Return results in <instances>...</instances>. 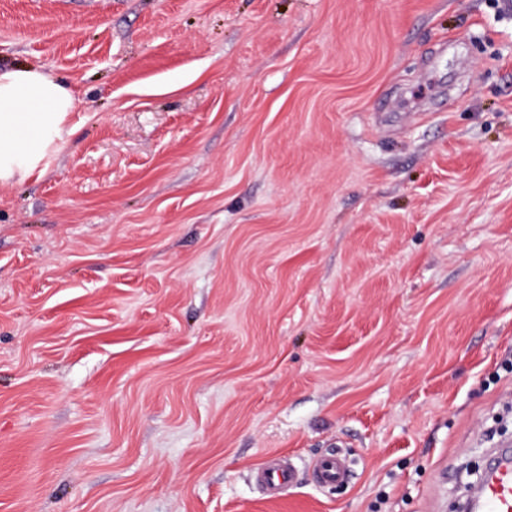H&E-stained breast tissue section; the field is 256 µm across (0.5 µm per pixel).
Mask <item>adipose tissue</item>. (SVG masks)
Returning a JSON list of instances; mask_svg holds the SVG:
<instances>
[{"label":"adipose tissue","mask_w":512,"mask_h":512,"mask_svg":"<svg viewBox=\"0 0 512 512\" xmlns=\"http://www.w3.org/2000/svg\"><path fill=\"white\" fill-rule=\"evenodd\" d=\"M77 108L74 93L39 68L0 67V184L44 174Z\"/></svg>","instance_id":"ef3b65f1"}]
</instances>
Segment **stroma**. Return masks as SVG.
Instances as JSON below:
<instances>
[{
	"instance_id": "obj_1",
	"label": "stroma",
	"mask_w": 512,
	"mask_h": 512,
	"mask_svg": "<svg viewBox=\"0 0 512 512\" xmlns=\"http://www.w3.org/2000/svg\"><path fill=\"white\" fill-rule=\"evenodd\" d=\"M16 64L80 104L0 185V512H452L512 410V0H0ZM316 478L321 485L346 482L349 479V469L340 457L331 454L324 457L316 466ZM254 479L269 498H277L291 483L292 469L284 463L266 464L255 470Z\"/></svg>"
}]
</instances>
